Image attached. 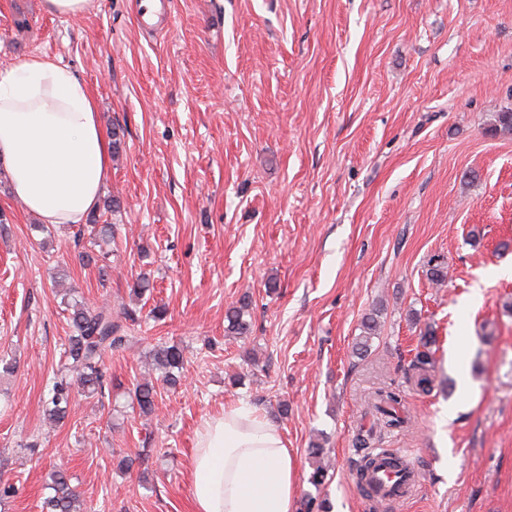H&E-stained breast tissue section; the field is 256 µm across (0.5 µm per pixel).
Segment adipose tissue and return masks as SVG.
<instances>
[{
	"mask_svg": "<svg viewBox=\"0 0 512 512\" xmlns=\"http://www.w3.org/2000/svg\"><path fill=\"white\" fill-rule=\"evenodd\" d=\"M109 161L95 97L73 70L46 53L0 66V162L27 212L83 223ZM189 480L194 512H295V461L280 431L242 401L204 422Z\"/></svg>",
	"mask_w": 512,
	"mask_h": 512,
	"instance_id": "ef3b65f1",
	"label": "adipose tissue"
}]
</instances>
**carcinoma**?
I'll return each instance as SVG.
<instances>
[{"label":"carcinoma","instance_id":"obj_1","mask_svg":"<svg viewBox=\"0 0 512 512\" xmlns=\"http://www.w3.org/2000/svg\"><path fill=\"white\" fill-rule=\"evenodd\" d=\"M494 134H512V112H499L491 125ZM73 313L69 318L72 334L68 337L66 362L59 369L49 390L44 415L52 425L62 422L71 404L74 387H79L89 394H95L104 389L105 353L122 347L126 337L117 336L119 324L112 321V309L101 307L93 309L81 300L72 304ZM249 313V304L244 302L233 308L227 314L225 332L233 335H244L248 332L250 323L244 319ZM363 334L359 337L356 350L365 352L369 342L376 335L377 320L368 317L362 324ZM184 361L183 350L172 344L156 349L153 362L164 380L175 386L179 382L176 371L182 369ZM431 359L426 351L417 352L412 361L416 387L422 392H428L432 386L429 373ZM156 390L152 382L144 381L137 385L135 400L139 412L148 415L153 411ZM373 408L377 416V424L385 429H399L407 423V418L401 415L405 410L404 399L400 392L393 389H381L375 393ZM48 488L53 495L44 501L46 512H83L80 495L71 486L70 479L60 470L48 473Z\"/></svg>","mask_w":512,"mask_h":512}]
</instances>
